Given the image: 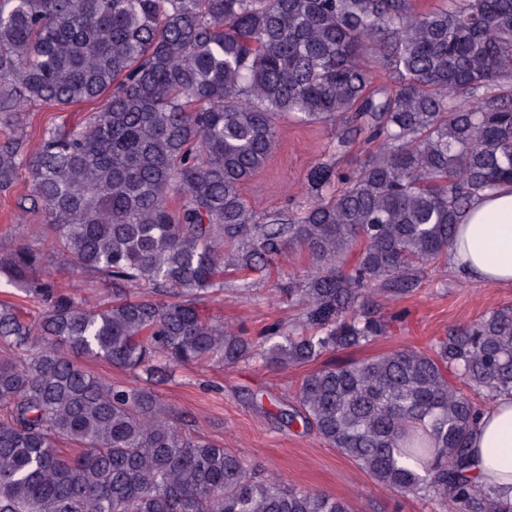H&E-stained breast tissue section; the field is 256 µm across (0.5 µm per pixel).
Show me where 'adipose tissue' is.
I'll return each mask as SVG.
<instances>
[{
    "label": "adipose tissue",
    "mask_w": 512,
    "mask_h": 512,
    "mask_svg": "<svg viewBox=\"0 0 512 512\" xmlns=\"http://www.w3.org/2000/svg\"><path fill=\"white\" fill-rule=\"evenodd\" d=\"M452 266L493 286L512 284V184L499 187L467 208L457 224L450 248ZM471 473L484 485L496 486L512 501V396H498L483 409L470 443Z\"/></svg>",
    "instance_id": "1"
}]
</instances>
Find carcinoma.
Here are the masks:
<instances>
[{"label":"carcinoma","mask_w":512,"mask_h":512,"mask_svg":"<svg viewBox=\"0 0 512 512\" xmlns=\"http://www.w3.org/2000/svg\"><path fill=\"white\" fill-rule=\"evenodd\" d=\"M376 67L394 89L369 91ZM82 102L99 106L29 150L26 109ZM285 117L336 127L334 154L361 134L377 148L351 171L316 162L303 205L260 218L242 187ZM0 127V191L27 170L19 209L44 221L37 246L0 257L44 304L33 322L0 303V512H354L195 433L154 383L184 364H311L385 334L365 296L417 288L460 214L512 182V0H0ZM288 249L310 262L277 289L300 330L252 338L203 317L224 272L268 277ZM55 253L112 303L48 280ZM84 358L145 380L106 382ZM473 392L512 394V307L428 350L311 372L297 416L384 487L512 512L470 474Z\"/></svg>","instance_id":"1"}]
</instances>
